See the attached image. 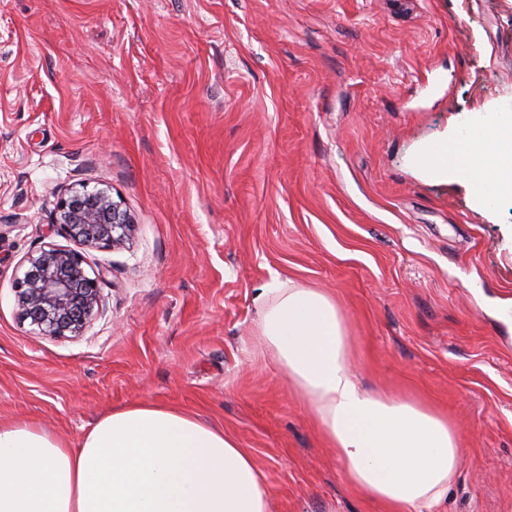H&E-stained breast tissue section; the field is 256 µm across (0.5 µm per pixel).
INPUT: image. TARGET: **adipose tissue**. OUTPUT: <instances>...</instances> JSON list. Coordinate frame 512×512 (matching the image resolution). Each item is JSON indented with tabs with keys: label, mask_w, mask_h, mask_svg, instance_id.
<instances>
[{
	"label": "adipose tissue",
	"mask_w": 512,
	"mask_h": 512,
	"mask_svg": "<svg viewBox=\"0 0 512 512\" xmlns=\"http://www.w3.org/2000/svg\"><path fill=\"white\" fill-rule=\"evenodd\" d=\"M425 173L466 179L494 208L512 192V114L426 147ZM258 335L310 406L346 481L384 512H438L463 459L435 410L366 390L335 299L273 280ZM0 512H270L263 471L238 442L177 408L135 402L99 418L78 446L0 421Z\"/></svg>",
	"instance_id": "obj_1"
}]
</instances>
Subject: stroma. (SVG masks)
<instances>
[{"label": "stroma", "instance_id": "35a3bbf8", "mask_svg": "<svg viewBox=\"0 0 512 512\" xmlns=\"http://www.w3.org/2000/svg\"><path fill=\"white\" fill-rule=\"evenodd\" d=\"M512 105V0H0V421L78 445L144 401L224 429L270 512H382L345 480L257 332L273 280L336 298L353 372L445 414L442 512H512V199L415 164ZM126 248L83 249L102 310L32 334L14 293L68 186Z\"/></svg>", "mask_w": 512, "mask_h": 512}]
</instances>
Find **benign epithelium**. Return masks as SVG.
<instances>
[{
  "instance_id": "benign-epithelium-1",
  "label": "benign epithelium",
  "mask_w": 512,
  "mask_h": 512,
  "mask_svg": "<svg viewBox=\"0 0 512 512\" xmlns=\"http://www.w3.org/2000/svg\"><path fill=\"white\" fill-rule=\"evenodd\" d=\"M53 223L82 247L112 250L127 243L133 227L110 189L85 184L61 196ZM23 265L14 291L33 332L55 338L81 334L101 306L100 276L87 274L82 254L50 243L28 254Z\"/></svg>"
}]
</instances>
